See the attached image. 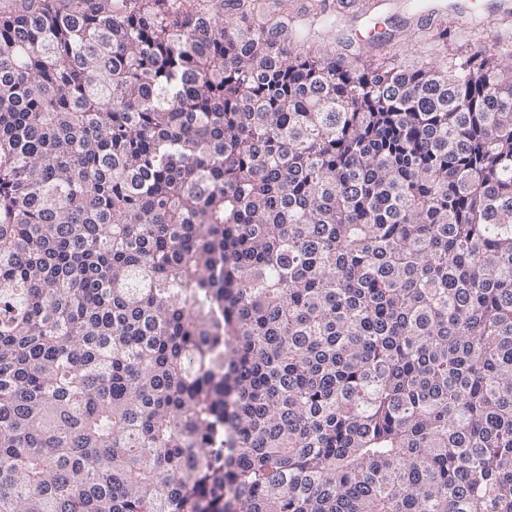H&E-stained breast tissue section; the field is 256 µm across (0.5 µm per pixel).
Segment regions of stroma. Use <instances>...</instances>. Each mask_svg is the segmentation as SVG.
Masks as SVG:
<instances>
[{
  "instance_id": "obj_1",
  "label": "stroma",
  "mask_w": 512,
  "mask_h": 512,
  "mask_svg": "<svg viewBox=\"0 0 512 512\" xmlns=\"http://www.w3.org/2000/svg\"><path fill=\"white\" fill-rule=\"evenodd\" d=\"M267 17L288 18L313 40L329 45L350 44L362 59L377 60L384 51L371 47L369 36L379 33L398 44L421 31L455 32L449 51L466 37L458 28L459 15L488 24L491 34L512 37V0H261Z\"/></svg>"
}]
</instances>
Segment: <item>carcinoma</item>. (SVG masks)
Here are the masks:
<instances>
[{
  "instance_id": "carcinoma-1",
  "label": "carcinoma",
  "mask_w": 512,
  "mask_h": 512,
  "mask_svg": "<svg viewBox=\"0 0 512 512\" xmlns=\"http://www.w3.org/2000/svg\"><path fill=\"white\" fill-rule=\"evenodd\" d=\"M239 9L0 14V512H512V41Z\"/></svg>"
}]
</instances>
